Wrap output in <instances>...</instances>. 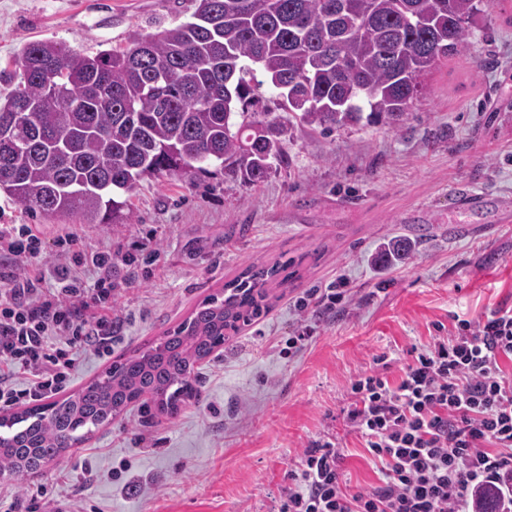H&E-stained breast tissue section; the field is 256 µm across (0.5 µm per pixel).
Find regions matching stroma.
<instances>
[{
  "mask_svg": "<svg viewBox=\"0 0 512 512\" xmlns=\"http://www.w3.org/2000/svg\"><path fill=\"white\" fill-rule=\"evenodd\" d=\"M194 0H0V69L33 41L76 53L125 49L135 33L188 21ZM472 47L438 62L398 129L378 123L324 128L295 120L278 90H255L254 109L288 123L283 162L248 185L217 166L189 177H147L130 194L128 224L45 217L0 194V225L28 224L53 274L58 240L137 251V277L119 272L112 354L77 350L71 395L148 340L185 320L250 263L293 261L288 284L271 285L272 307L199 368L200 396L177 417L131 407L39 476L0 478V512H29L33 494L74 512H278L303 450L329 434L341 445L345 481L377 485L375 465L344 414L351 378L386 356L398 382L411 347L447 335L455 317L512 308V0H486L468 23ZM502 201L479 230L464 221L463 195ZM409 254L384 266L391 240ZM352 294L347 313L299 309L336 277ZM313 337L297 351L299 325Z\"/></svg>",
  "mask_w": 512,
  "mask_h": 512,
  "instance_id": "obj_1",
  "label": "stroma"
}]
</instances>
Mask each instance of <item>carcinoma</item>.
Segmentation results:
<instances>
[{
	"label": "carcinoma",
	"mask_w": 512,
	"mask_h": 512,
	"mask_svg": "<svg viewBox=\"0 0 512 512\" xmlns=\"http://www.w3.org/2000/svg\"><path fill=\"white\" fill-rule=\"evenodd\" d=\"M191 20L82 56L35 41L0 70L29 107L26 147L0 139V193L45 216L126 224L145 176L217 164L246 184L285 154L287 129L250 112L245 75L259 65L308 125L367 119L397 129L436 64L469 49L483 0H195ZM288 265L252 263L178 326L114 362L76 393L0 420V477L40 474L133 403L177 416L198 395L195 367L271 305Z\"/></svg>",
	"instance_id": "cac0c4a2"
}]
</instances>
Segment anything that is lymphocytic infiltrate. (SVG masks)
Returning <instances> with one entry per match:
<instances>
[{
  "mask_svg": "<svg viewBox=\"0 0 512 512\" xmlns=\"http://www.w3.org/2000/svg\"><path fill=\"white\" fill-rule=\"evenodd\" d=\"M30 228L0 229V404L40 400L67 385L74 352L112 351V294L118 265L111 251L73 252L56 271L58 287L33 269L8 273L9 259L35 258ZM92 268L93 284L79 267ZM398 383L372 370L350 383L346 423L379 472L377 486L350 488L330 438L315 440L288 473L280 512H478L484 490L498 512H512V309L474 321L412 349ZM28 382L16 383L18 374Z\"/></svg>",
  "mask_w": 512,
  "mask_h": 512,
  "instance_id": "lymphocytic-infiltrate-1",
  "label": "lymphocytic infiltrate"
}]
</instances>
